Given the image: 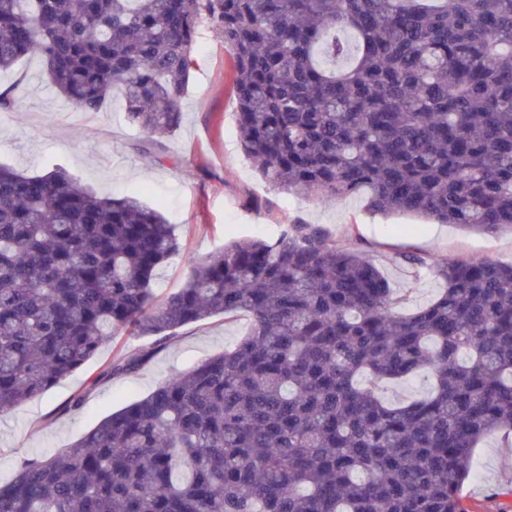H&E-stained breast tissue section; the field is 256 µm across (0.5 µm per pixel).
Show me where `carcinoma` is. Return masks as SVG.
<instances>
[{"mask_svg":"<svg viewBox=\"0 0 512 512\" xmlns=\"http://www.w3.org/2000/svg\"><path fill=\"white\" fill-rule=\"evenodd\" d=\"M231 51L241 146L274 187L322 205L512 232V0H0V71L40 56L82 112L115 95L176 129L201 23ZM139 198L65 169L0 165V414L122 331L163 342L215 314L234 346L0 483V512H467L477 443L512 439V265L450 259L411 313L362 252L315 224L193 260ZM119 351L97 379L130 376ZM424 376L408 402L382 382Z\"/></svg>","mask_w":512,"mask_h":512,"instance_id":"obj_1","label":"carcinoma"}]
</instances>
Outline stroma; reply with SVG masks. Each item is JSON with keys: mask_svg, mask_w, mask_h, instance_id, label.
I'll use <instances>...</instances> for the list:
<instances>
[{"mask_svg": "<svg viewBox=\"0 0 512 512\" xmlns=\"http://www.w3.org/2000/svg\"><path fill=\"white\" fill-rule=\"evenodd\" d=\"M182 121L162 135L133 126L121 97L98 112L79 111L47 82L33 55L0 74L15 87L16 109L0 112V164L32 175L65 168L101 197L138 195L174 224L182 250L158 272L165 296L179 288L189 258H203L233 238L276 239L286 225L320 226L331 239L362 251L382 271L408 309L426 305L443 283L428 270L400 262L411 253L437 263L490 260L512 265V234L483 233L414 216L372 211L363 198L317 205L272 188L244 155L236 123L233 57L209 25H201ZM247 329L245 318L215 315L180 329L162 346L122 335L86 367L47 393L0 414V482L28 459L69 447L101 419L137 400L172 375L223 352ZM147 349L151 359L134 375L98 380L119 351ZM83 407L66 411L76 395ZM475 473L461 489L469 512H512V444L499 437L473 451Z\"/></svg>", "mask_w": 512, "mask_h": 512, "instance_id": "35a3bbf8", "label": "stroma"}]
</instances>
